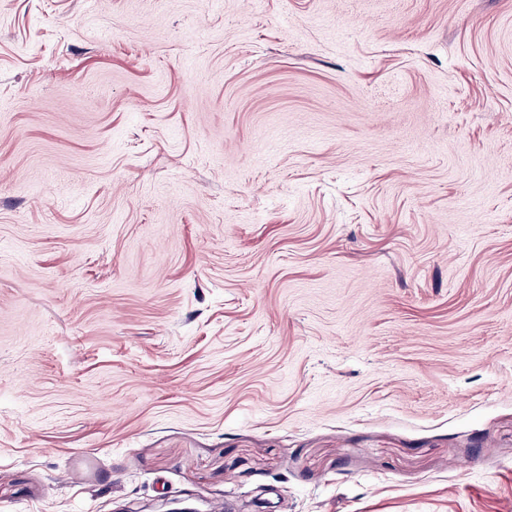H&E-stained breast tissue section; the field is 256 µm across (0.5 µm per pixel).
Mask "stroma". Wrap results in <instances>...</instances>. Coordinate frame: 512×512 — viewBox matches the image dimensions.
<instances>
[{
	"label": "stroma",
	"instance_id": "35a3bbf8",
	"mask_svg": "<svg viewBox=\"0 0 512 512\" xmlns=\"http://www.w3.org/2000/svg\"><path fill=\"white\" fill-rule=\"evenodd\" d=\"M176 501L512 512V0H0V512Z\"/></svg>",
	"mask_w": 512,
	"mask_h": 512
}]
</instances>
